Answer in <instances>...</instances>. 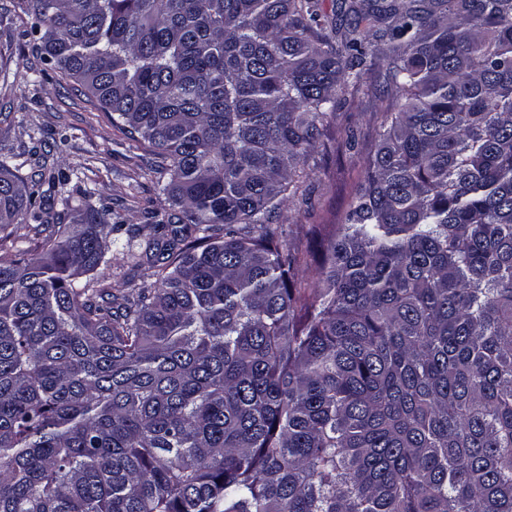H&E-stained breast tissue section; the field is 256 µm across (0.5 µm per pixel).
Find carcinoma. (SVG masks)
I'll use <instances>...</instances> for the list:
<instances>
[{"instance_id":"obj_1","label":"carcinoma","mask_w":512,"mask_h":512,"mask_svg":"<svg viewBox=\"0 0 512 512\" xmlns=\"http://www.w3.org/2000/svg\"><path fill=\"white\" fill-rule=\"evenodd\" d=\"M18 8L175 210L121 297L78 282L100 210L35 258L0 239V512H512V0ZM378 62L365 179L303 257L272 224Z\"/></svg>"}]
</instances>
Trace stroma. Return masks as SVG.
I'll use <instances>...</instances> for the list:
<instances>
[{
  "instance_id": "1",
  "label": "stroma",
  "mask_w": 512,
  "mask_h": 512,
  "mask_svg": "<svg viewBox=\"0 0 512 512\" xmlns=\"http://www.w3.org/2000/svg\"><path fill=\"white\" fill-rule=\"evenodd\" d=\"M30 21L0 0V151L14 155L17 173L35 183L38 204L61 197L88 200L105 211L117 245L112 265L90 272L92 284L124 292L151 287L155 278L147 257L154 224L165 221L170 206L156 186L159 158L113 124L96 98L36 49ZM346 93L330 130L310 152L309 175L299 177L280 222L289 241L305 250L321 224L339 223L366 170L364 145L374 143L380 112L378 91Z\"/></svg>"
}]
</instances>
